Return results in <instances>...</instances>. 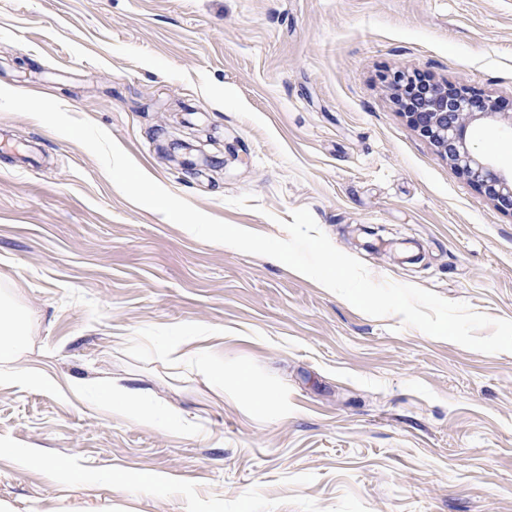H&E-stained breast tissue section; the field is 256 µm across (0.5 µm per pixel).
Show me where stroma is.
I'll return each mask as SVG.
<instances>
[{"instance_id":"1","label":"stroma","mask_w":512,"mask_h":512,"mask_svg":"<svg viewBox=\"0 0 512 512\" xmlns=\"http://www.w3.org/2000/svg\"><path fill=\"white\" fill-rule=\"evenodd\" d=\"M404 68L512 100V0H0V86L96 123L215 218L281 238L307 208L375 280L512 320V217L399 112L382 75ZM175 137L238 157L191 175L160 152ZM0 297L28 316L19 365L57 384L0 386V445L35 460L0 455L11 512H512V352L200 240L1 111ZM97 381L154 424L96 404ZM144 471L164 487L101 480Z\"/></svg>"}]
</instances>
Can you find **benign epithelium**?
Returning a JSON list of instances; mask_svg holds the SVG:
<instances>
[{
	"mask_svg": "<svg viewBox=\"0 0 512 512\" xmlns=\"http://www.w3.org/2000/svg\"><path fill=\"white\" fill-rule=\"evenodd\" d=\"M383 81L408 124L474 190L501 213L512 215V165L470 145L473 128L512 119L509 101L416 71L397 70L384 75Z\"/></svg>",
	"mask_w": 512,
	"mask_h": 512,
	"instance_id": "obj_1",
	"label": "benign epithelium"
}]
</instances>
